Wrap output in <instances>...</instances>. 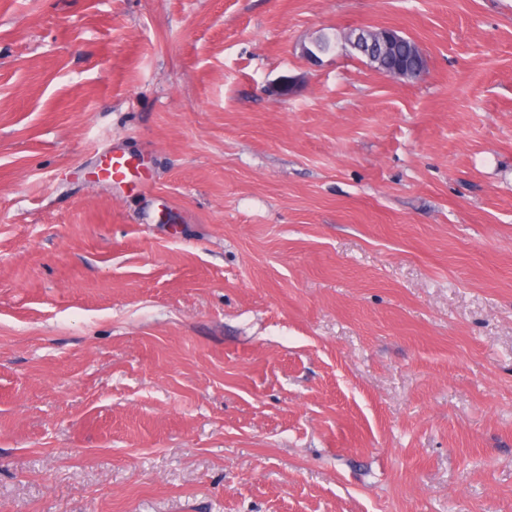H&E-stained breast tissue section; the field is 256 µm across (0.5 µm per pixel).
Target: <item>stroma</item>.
<instances>
[{
    "label": "stroma",
    "mask_w": 512,
    "mask_h": 512,
    "mask_svg": "<svg viewBox=\"0 0 512 512\" xmlns=\"http://www.w3.org/2000/svg\"><path fill=\"white\" fill-rule=\"evenodd\" d=\"M0 512H512V0H0ZM319 36L321 37V41L329 45L330 49L323 48L315 39L311 43V47L305 46L303 48V54L310 59H317L318 54H327L332 52L333 49L331 47L336 43V41H340L341 39L340 35L337 33L333 36L329 35L328 33H322ZM376 37H380L382 39L386 48H389L390 45L398 44L402 38L397 30L391 28H381L380 31L377 32L369 27H361L358 29H352L348 33L344 34L340 44L337 46L335 45L334 50L340 47L341 51L345 53L347 52L348 47L354 50H358L369 44L370 46L374 47L376 51L367 55V61L370 63L380 64L378 59V49L375 44ZM130 159L124 154L111 152L100 163L99 173L105 181H122L130 172Z\"/></svg>",
    "instance_id": "35a3bbf8"
}]
</instances>
